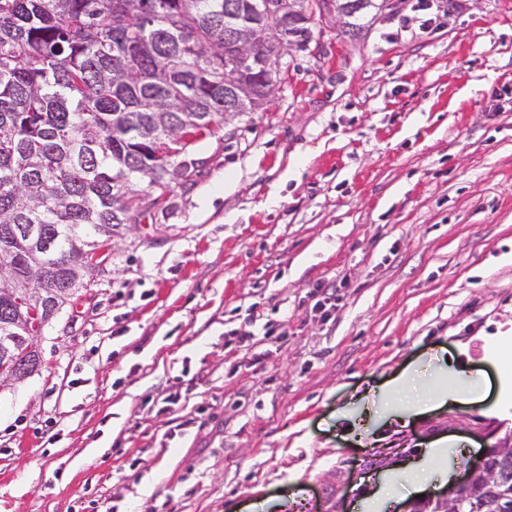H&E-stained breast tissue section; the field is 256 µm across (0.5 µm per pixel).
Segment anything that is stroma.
<instances>
[{
    "label": "stroma",
    "mask_w": 512,
    "mask_h": 512,
    "mask_svg": "<svg viewBox=\"0 0 512 512\" xmlns=\"http://www.w3.org/2000/svg\"><path fill=\"white\" fill-rule=\"evenodd\" d=\"M429 2L315 17L188 145L0 387V512H409L512 431V0Z\"/></svg>",
    "instance_id": "35a3bbf8"
}]
</instances>
